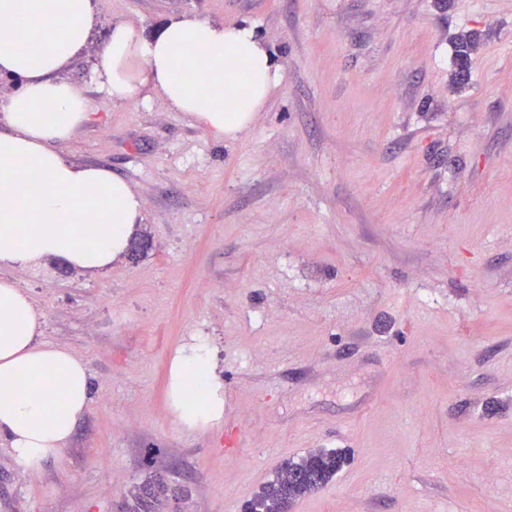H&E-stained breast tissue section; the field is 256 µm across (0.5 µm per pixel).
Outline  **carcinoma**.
Wrapping results in <instances>:
<instances>
[{
	"label": "carcinoma",
	"instance_id": "cac0c4a2",
	"mask_svg": "<svg viewBox=\"0 0 512 512\" xmlns=\"http://www.w3.org/2000/svg\"><path fill=\"white\" fill-rule=\"evenodd\" d=\"M347 462L346 454L338 450H318L290 461L247 512H288L292 501L327 484Z\"/></svg>",
	"mask_w": 512,
	"mask_h": 512
}]
</instances>
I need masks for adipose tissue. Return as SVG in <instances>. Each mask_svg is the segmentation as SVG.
<instances>
[{"label": "adipose tissue", "instance_id": "obj_1", "mask_svg": "<svg viewBox=\"0 0 512 512\" xmlns=\"http://www.w3.org/2000/svg\"><path fill=\"white\" fill-rule=\"evenodd\" d=\"M95 25L92 0H0V78L16 83L0 98V266L57 259L99 272L125 253L141 218L142 199L125 178L59 150L92 119L60 73ZM95 70L112 102L159 90L219 143L250 129L283 78L252 22L197 17L151 30L113 24ZM43 325L30 295L0 276V441L30 472L62 455L93 392L87 362L43 340ZM170 400L180 426L223 419L224 387L206 341L174 359Z\"/></svg>", "mask_w": 512, "mask_h": 512}]
</instances>
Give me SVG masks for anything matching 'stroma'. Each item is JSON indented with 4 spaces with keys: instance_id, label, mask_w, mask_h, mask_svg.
Returning <instances> with one entry per match:
<instances>
[{
    "instance_id": "1",
    "label": "stroma",
    "mask_w": 512,
    "mask_h": 512,
    "mask_svg": "<svg viewBox=\"0 0 512 512\" xmlns=\"http://www.w3.org/2000/svg\"><path fill=\"white\" fill-rule=\"evenodd\" d=\"M62 76L95 119L60 150L140 193L139 250L1 267L89 364L59 459L0 512H245L287 461H349L289 512H512V0H94ZM254 22L283 69L216 143L159 92L109 100L113 23ZM467 39L469 69L456 46ZM206 338L224 420L179 428L169 369Z\"/></svg>"
}]
</instances>
